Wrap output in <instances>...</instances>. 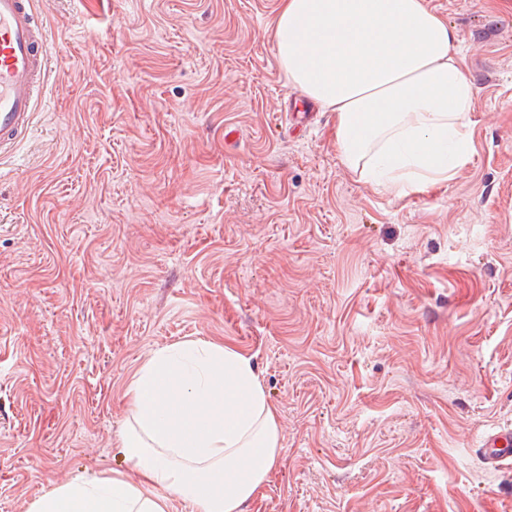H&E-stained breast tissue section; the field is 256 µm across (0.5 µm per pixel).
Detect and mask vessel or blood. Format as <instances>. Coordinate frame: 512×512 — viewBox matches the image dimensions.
I'll return each instance as SVG.
<instances>
[{
  "label": "vessel or blood",
  "instance_id": "vessel-or-blood-1",
  "mask_svg": "<svg viewBox=\"0 0 512 512\" xmlns=\"http://www.w3.org/2000/svg\"><path fill=\"white\" fill-rule=\"evenodd\" d=\"M48 64L32 0H0V159L30 133ZM481 448L486 463L498 466L512 455V432L488 433Z\"/></svg>",
  "mask_w": 512,
  "mask_h": 512
}]
</instances>
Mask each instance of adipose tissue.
<instances>
[{
    "label": "adipose tissue",
    "mask_w": 512,
    "mask_h": 512,
    "mask_svg": "<svg viewBox=\"0 0 512 512\" xmlns=\"http://www.w3.org/2000/svg\"><path fill=\"white\" fill-rule=\"evenodd\" d=\"M289 87L336 115L345 166L405 194L446 183L471 151L476 87L457 34L425 0H281L273 27ZM121 431L136 480L77 477L29 512H247L276 469L277 411L251 357L214 340L153 351L134 372Z\"/></svg>",
    "instance_id": "obj_1"
}]
</instances>
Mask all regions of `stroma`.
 Masks as SVG:
<instances>
[{
  "label": "stroma",
  "instance_id": "obj_1",
  "mask_svg": "<svg viewBox=\"0 0 512 512\" xmlns=\"http://www.w3.org/2000/svg\"><path fill=\"white\" fill-rule=\"evenodd\" d=\"M279 0H35L51 67L0 163V512L128 472L125 392L188 339L252 356L281 436L249 512H512V0H426L472 154L405 195L278 66ZM510 446H512V433L508 430L488 433L481 443L485 462L494 467L498 466L509 457Z\"/></svg>",
  "mask_w": 512,
  "mask_h": 512
}]
</instances>
